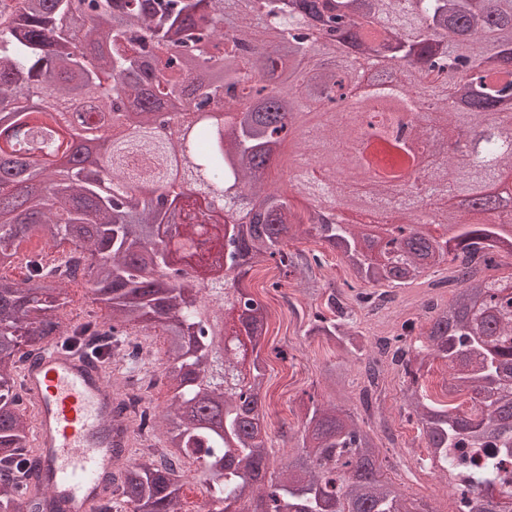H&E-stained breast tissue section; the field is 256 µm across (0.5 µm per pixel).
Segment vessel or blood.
I'll list each match as a JSON object with an SVG mask.
<instances>
[{
    "instance_id": "b4317fda",
    "label": "vessel or blood",
    "mask_w": 512,
    "mask_h": 512,
    "mask_svg": "<svg viewBox=\"0 0 512 512\" xmlns=\"http://www.w3.org/2000/svg\"><path fill=\"white\" fill-rule=\"evenodd\" d=\"M19 383L33 420L35 483L70 512H91L119 463L114 449L134 441L132 427L112 420L114 391L89 359L53 346L23 364Z\"/></svg>"
}]
</instances>
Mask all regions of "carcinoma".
<instances>
[{
	"instance_id": "cac0c4a2",
	"label": "carcinoma",
	"mask_w": 512,
	"mask_h": 512,
	"mask_svg": "<svg viewBox=\"0 0 512 512\" xmlns=\"http://www.w3.org/2000/svg\"><path fill=\"white\" fill-rule=\"evenodd\" d=\"M285 0H0V260L14 264L21 243L38 236L47 248L69 245L62 265L90 286L93 302L110 317L91 316L61 331L59 310L67 305L66 283L54 268L41 267L32 254L20 280L0 273V512H44L43 494L27 482L34 466L29 447L30 417L21 404L18 376L25 361L58 334L60 348L78 350L115 371L123 396L133 365L140 362L128 329L161 328L166 354L176 373L163 374L175 392L167 412L143 414V424L163 426L169 448H143L133 462L112 473V494L126 512H184L183 466L196 465L204 476L207 512H250L255 485L269 462L268 438L259 414L266 395L265 371L248 359L267 333L269 308L242 286L248 269L273 261L283 269L311 267L317 255L304 257L283 249L289 232L319 239L338 252L364 285H407L427 270L452 263L457 276L452 301L429 302L430 327L419 344H410L413 325L375 345L402 368L408 384L402 401L416 418L429 449V463L460 478L451 512H501L512 499V275L495 278L477 272L494 254L512 256V234L498 223L512 210V195L491 188L512 177V125L497 112L483 115L496 100L512 96V0H298L304 13L324 25L323 40L305 33L303 18L290 17ZM227 23L230 33L218 27ZM255 46L269 83L282 90L271 106L262 104L240 117L232 100L242 86L241 47ZM382 61H409L408 95L374 99L382 120L367 133L336 122L330 108L336 86L350 81L351 53ZM494 69L466 81L463 73L485 57ZM429 89L435 106L423 120L448 129L470 126L486 138L485 153L469 167L448 157L441 137L431 142L444 162L448 197L475 199L471 209L484 221L468 223L455 213L419 214L405 200L394 206L410 225L404 247L374 250L375 239L336 211L320 206L336 186L307 170L296 182L306 205L298 207L288 192L268 186L269 164L283 141L274 137L281 113L316 112L300 136L306 149H331L352 137L367 151L357 165L372 167L368 148L378 144L412 157V150L391 135L397 113L409 94ZM471 98L475 110H455L454 92ZM226 119L201 116L176 139L160 132L179 121L175 104L190 98L204 105L221 97ZM140 116V131L113 144L108 168L75 164L58 171L41 163L51 194L14 177L27 166L14 157L16 139L9 129L55 127L57 149L69 151L74 123L105 126L121 113ZM205 173L212 185L185 198L181 209L166 206V195L142 198L138 184L161 186L180 173L195 179ZM402 171H378L373 194L384 201ZM223 195V213L211 209L213 189ZM185 217L182 235L195 242L198 225L210 226L215 247L230 248L232 265L215 268L199 247L168 248L160 239L167 224ZM191 265L197 278L178 288L168 278L177 266ZM230 277L233 301L224 297ZM237 313L228 329L231 349L224 356V384L206 381L213 351L206 331L209 306ZM305 330L323 336L343 355H361L366 337L356 330L336 290ZM440 359L449 369L450 395H468L469 411L432 399L418 390L421 371ZM367 406L379 392L383 365L367 360ZM340 404L305 413L301 447L288 456L279 477L263 489V512H421L404 499L384 475L374 437L360 417Z\"/></svg>"
}]
</instances>
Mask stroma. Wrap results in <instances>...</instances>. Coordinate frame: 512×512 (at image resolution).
Returning <instances> with one entry per match:
<instances>
[{
  "label": "stroma",
  "mask_w": 512,
  "mask_h": 512,
  "mask_svg": "<svg viewBox=\"0 0 512 512\" xmlns=\"http://www.w3.org/2000/svg\"><path fill=\"white\" fill-rule=\"evenodd\" d=\"M284 247L294 253L321 255L322 263L312 271L299 269L288 276L276 269L268 273L256 267L243 280L248 291L260 296L273 312L268 333L262 337L257 352L265 365L268 395L262 410L267 420L270 468L274 471L296 445L293 435L302 428L304 404L312 400L327 406L337 400L325 381V369L340 362L341 356L322 337L305 333L308 319L324 309L323 289L333 287L341 292L365 336L399 333L407 320L414 321L417 332L422 333L427 328L422 301L432 296L439 303L450 302L453 292L443 282L454 274L453 267L442 266L430 270L429 281L391 288L389 317L375 326L359 302L364 288L355 281L340 255L311 237L287 239ZM282 350L287 353L283 359L278 356ZM404 386L398 368L387 366L382 415L369 420L366 427L381 448H401V455L392 458L388 472L400 492L425 503L429 512H449L456 491L455 480L426 466L428 451L420 431L400 412Z\"/></svg>",
  "instance_id": "stroma-1"
}]
</instances>
